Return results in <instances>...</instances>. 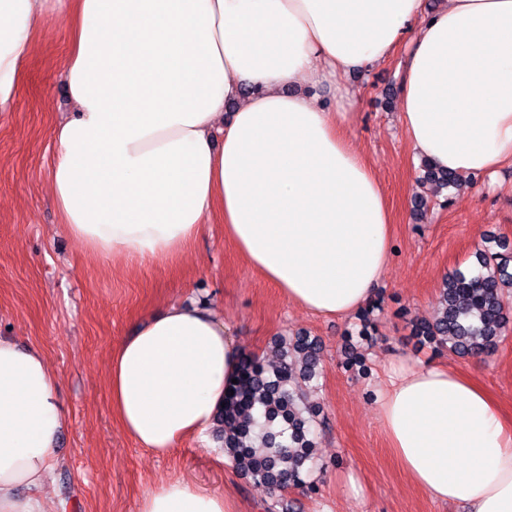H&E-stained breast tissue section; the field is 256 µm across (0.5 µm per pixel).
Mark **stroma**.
<instances>
[{"mask_svg": "<svg viewBox=\"0 0 512 512\" xmlns=\"http://www.w3.org/2000/svg\"><path fill=\"white\" fill-rule=\"evenodd\" d=\"M36 41L12 106L0 112V338L39 348L58 376L67 426L45 500L56 512H137L143 495L183 479L234 496L238 512H265L271 492L229 465L211 437L186 438L158 455L138 447L110 412L113 348L144 316L191 297L223 316L245 352H269L276 338L298 332L322 345L313 397L325 415L317 435L321 469L313 487L286 492L294 512H459L427 499L401 471L377 418L375 392L391 360L441 363L476 373L512 415V330L481 359L416 350L412 335L416 321L434 315L448 272L470 267L490 234L512 239V166L435 192L421 183L399 120L403 49L349 77L356 91L349 138L371 164L393 217V252L374 300L375 334L365 341L358 317H318L288 304L225 240L220 217L175 259L143 267L104 259L68 235L47 190L58 153L51 128L69 109L59 77L69 29L59 12L47 15ZM352 347L364 354L367 374L347 368ZM351 473L363 487L357 497L345 487Z\"/></svg>", "mask_w": 512, "mask_h": 512, "instance_id": "35a3bbf8", "label": "stroma"}]
</instances>
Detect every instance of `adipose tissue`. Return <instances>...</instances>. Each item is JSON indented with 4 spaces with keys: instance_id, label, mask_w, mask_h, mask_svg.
Instances as JSON below:
<instances>
[{
    "instance_id": "adipose-tissue-1",
    "label": "adipose tissue",
    "mask_w": 512,
    "mask_h": 512,
    "mask_svg": "<svg viewBox=\"0 0 512 512\" xmlns=\"http://www.w3.org/2000/svg\"><path fill=\"white\" fill-rule=\"evenodd\" d=\"M67 13L72 112L52 128L49 191L93 253L174 257L219 213L224 236L291 305L345 318L370 307L391 213L327 82L409 53L400 121L416 157L460 175L512 165V0H0V111L48 11ZM222 145H215V135ZM243 354L215 310L176 302L113 349L109 406L163 454L213 425ZM45 355L0 338V512H49L41 491L65 426ZM375 405L427 498L512 512V421L473 376L393 363ZM137 512H237L183 480Z\"/></svg>"
}]
</instances>
